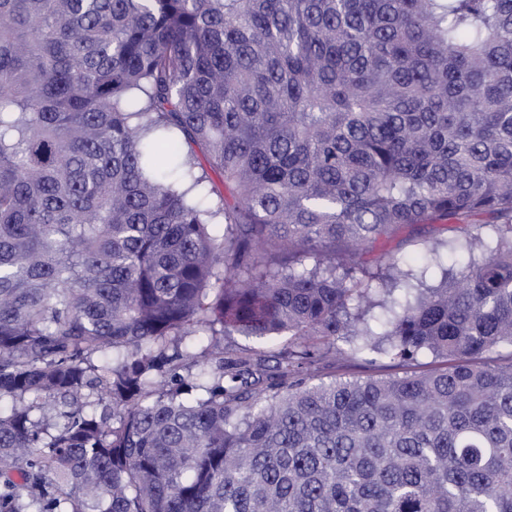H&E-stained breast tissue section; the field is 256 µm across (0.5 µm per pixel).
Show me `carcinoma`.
Returning <instances> with one entry per match:
<instances>
[{
  "label": "carcinoma",
  "instance_id": "1",
  "mask_svg": "<svg viewBox=\"0 0 512 512\" xmlns=\"http://www.w3.org/2000/svg\"><path fill=\"white\" fill-rule=\"evenodd\" d=\"M509 347L512 0H0V512H512ZM453 224L434 223L406 226L390 238L375 243L358 260L372 265L388 261L392 256L403 258V265L418 272L429 260V249L455 232ZM224 345L253 358H265L270 365H273V356H276L283 349H288V336L258 340L252 337L235 335L224 338ZM339 346L346 351L343 356L328 354L311 367L322 379L330 378H366L371 375L395 374L404 372L407 367L398 361L382 359L376 354L359 355L349 352V347L340 342Z\"/></svg>",
  "mask_w": 512,
  "mask_h": 512
}]
</instances>
